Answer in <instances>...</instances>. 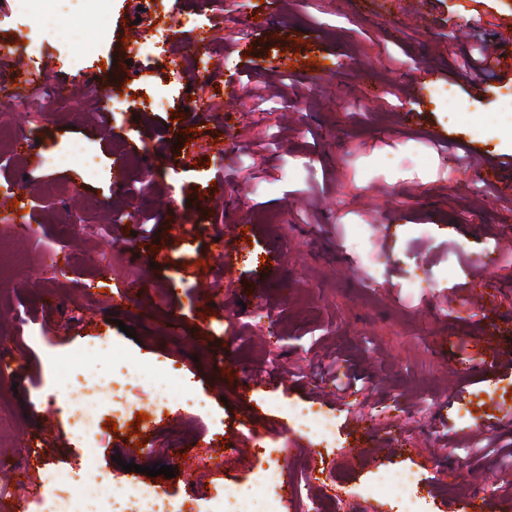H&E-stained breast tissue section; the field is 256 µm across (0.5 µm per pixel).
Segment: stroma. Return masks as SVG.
Masks as SVG:
<instances>
[{
  "label": "stroma",
  "mask_w": 512,
  "mask_h": 512,
  "mask_svg": "<svg viewBox=\"0 0 512 512\" xmlns=\"http://www.w3.org/2000/svg\"><path fill=\"white\" fill-rule=\"evenodd\" d=\"M151 4L111 0L100 25L61 34L54 13L35 23L0 0V62L13 65L11 48L29 35L41 46L42 96L54 103L0 95V113L35 143L20 167H0V198L17 181L28 185L23 211L0 206V253L21 263L0 273V358L23 369L0 377V460L22 463L33 436L42 468L62 471L70 494L133 483L185 512H210L224 494L254 486L268 466L261 446L278 449L295 490L283 512L334 493L352 495V512H393L359 493L395 468L416 473L406 493L425 512L474 493L495 499L512 481L498 453L512 444V373L465 368L492 349L512 354V254L501 248L512 233V177L488 184L470 159H443L427 133L512 157V117L502 111L512 74L474 90L459 67L497 23H512V0H484L476 29L470 0H431L425 38L404 0L377 15L351 0H300L258 30L261 0H181L209 36L211 86L190 66L182 85L155 86L171 110L103 113L107 96L164 67V57L128 55L123 43ZM422 61L441 76L414 102ZM91 83L99 97H84ZM190 95L211 109H188ZM409 106L417 117L406 122ZM76 142L96 174L46 164ZM121 155L155 172L140 200L149 261L124 231L129 191L112 182ZM216 177L223 200L201 206ZM46 183L58 194L43 195ZM407 209L420 219L397 221ZM190 224L200 232L186 233ZM233 224L253 225L251 245L235 241ZM94 248L105 250L107 270L86 263ZM271 254L281 267L269 274ZM474 284L484 299L470 307ZM173 317L177 335L166 329ZM482 331L489 341L460 348ZM103 337L123 372L176 373L168 408L142 423L150 443L138 450L126 445L132 415L95 437L72 427L61 378L97 382L91 351ZM242 380L251 384L244 399ZM452 383L464 392L449 404ZM302 408L332 418L334 447L295 428L288 412ZM391 438L403 453L389 452ZM201 456L223 465L187 482ZM130 462L174 475L129 472Z\"/></svg>",
  "instance_id": "stroma-1"
}]
</instances>
